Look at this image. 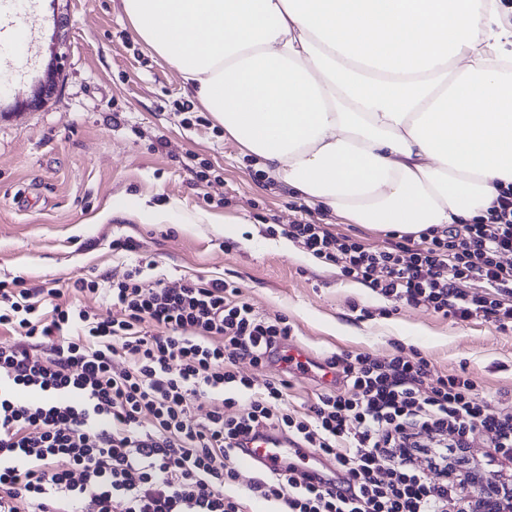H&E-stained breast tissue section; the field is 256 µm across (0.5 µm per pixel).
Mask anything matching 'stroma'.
I'll list each match as a JSON object with an SVG mask.
<instances>
[{"label": "stroma", "instance_id": "stroma-1", "mask_svg": "<svg viewBox=\"0 0 512 512\" xmlns=\"http://www.w3.org/2000/svg\"><path fill=\"white\" fill-rule=\"evenodd\" d=\"M67 25L55 30L57 16ZM26 63L0 43L14 89L0 102V280L55 288L64 301L119 317L75 278L148 275L236 282L267 316H286L290 342L319 358L395 351L463 374L512 412V332L422 308L392 309L339 267L281 230L311 216L372 248L386 232L349 224L268 175L191 96L181 75L136 35L122 0H26ZM62 59L56 91L36 109L32 78L52 36ZM129 238L134 252L112 242Z\"/></svg>", "mask_w": 512, "mask_h": 512}]
</instances>
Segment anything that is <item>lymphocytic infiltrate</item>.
Listing matches in <instances>:
<instances>
[{
	"label": "lymphocytic infiltrate",
	"mask_w": 512,
	"mask_h": 512,
	"mask_svg": "<svg viewBox=\"0 0 512 512\" xmlns=\"http://www.w3.org/2000/svg\"><path fill=\"white\" fill-rule=\"evenodd\" d=\"M283 233L394 307H425L460 322L512 331V184L486 214L419 235L391 232L373 249L309 220ZM102 293L120 318L57 303L44 310L21 279L0 280V512H247L227 494L237 482L236 440L265 426L335 461L352 493L298 475L262 473L252 497L281 512H485L494 493L512 512V415L463 375L434 376L400 353L331 357L341 386L289 407L288 382L238 375L265 369L288 339L285 317L258 313L239 287L187 279L176 288L142 265L118 281L74 280ZM125 366H116V358ZM247 391L248 406L225 396ZM206 408L193 423L194 409ZM484 463L457 457L483 433Z\"/></svg>",
	"instance_id": "lymphocytic-infiltrate-1"
}]
</instances>
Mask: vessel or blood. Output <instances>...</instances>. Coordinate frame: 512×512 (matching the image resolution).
Masks as SVG:
<instances>
[{
	"mask_svg": "<svg viewBox=\"0 0 512 512\" xmlns=\"http://www.w3.org/2000/svg\"><path fill=\"white\" fill-rule=\"evenodd\" d=\"M288 356L289 371L299 377L317 378L323 385L336 386L338 372L320 363L301 347L288 345L284 351ZM239 467L249 471L285 473L295 471L304 475L307 482L339 489L349 484V478L333 461L324 458L318 451L305 447L287 435L265 429L244 440L236 450Z\"/></svg>",
	"mask_w": 512,
	"mask_h": 512,
	"instance_id": "b4317fda",
	"label": "vessel or blood"
}]
</instances>
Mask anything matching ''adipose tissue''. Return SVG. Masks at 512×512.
<instances>
[{
	"label": "adipose tissue",
	"mask_w": 512,
	"mask_h": 512,
	"mask_svg": "<svg viewBox=\"0 0 512 512\" xmlns=\"http://www.w3.org/2000/svg\"><path fill=\"white\" fill-rule=\"evenodd\" d=\"M134 31L272 177L419 233L512 184L498 0H122Z\"/></svg>",
	"instance_id": "adipose-tissue-1"
}]
</instances>
